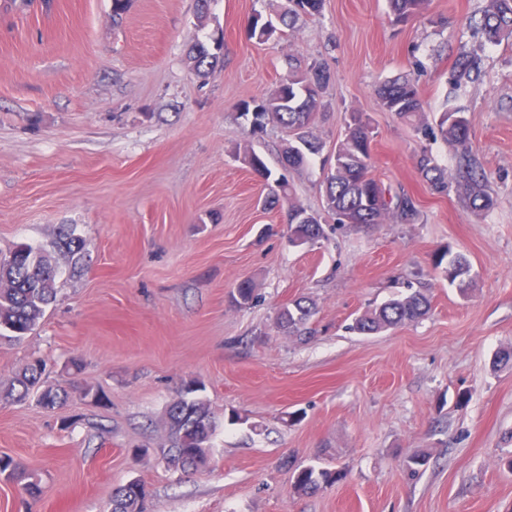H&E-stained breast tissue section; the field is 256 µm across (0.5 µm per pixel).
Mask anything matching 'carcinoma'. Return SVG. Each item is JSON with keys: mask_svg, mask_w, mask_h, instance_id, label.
I'll use <instances>...</instances> for the list:
<instances>
[{"mask_svg": "<svg viewBox=\"0 0 512 512\" xmlns=\"http://www.w3.org/2000/svg\"><path fill=\"white\" fill-rule=\"evenodd\" d=\"M388 2L394 19L400 23L421 15L427 5V0ZM322 3L323 0H287V5L278 15L279 22L290 28L299 15L320 12ZM278 31L271 20L261 24L255 19L250 25L251 36L261 42L269 41ZM475 33L482 34L490 44L511 39L512 0H489L476 23ZM223 59L222 36L213 38L211 47L202 42L195 43L190 55L194 69L200 74ZM286 65L288 78L276 84L263 98L244 102L242 111L254 135L264 132L270 123L287 133L283 149L285 166L299 169L322 152L323 145L313 136L311 126L321 108V94L331 80V72L319 60L304 64L292 55L286 59ZM478 69L477 57L472 53H462L452 65L448 84L459 90L472 80V74ZM376 92L383 111L392 112L401 119L426 120L414 80L408 77L386 80L378 85ZM459 113V109L440 113L435 118V126L425 125V135L434 139L439 137L461 149L457 172L459 185L472 207L488 211L495 200L489 175L470 153L471 121L466 117L462 126L449 123V119ZM372 134L373 127L365 113L356 110L348 113L344 139L334 154L323 160V166L327 167L323 181L326 210L335 216L338 224H415L420 218L415 199L392 190L371 174ZM244 161L258 176L266 181L270 179L271 171L259 155L247 153ZM416 164L418 172L434 193L448 192L451 174L438 164L429 147L420 149ZM303 213H308V210L288 202V231L291 241L297 245L314 242L323 236L318 218L314 215L303 218ZM83 246L81 238L64 228L48 249L20 244L0 257V338L19 340L34 330L46 308L56 299L59 260L64 258L77 264ZM433 266L460 291L469 288L472 277L464 278L462 274L471 270V264L464 255L444 250L434 256ZM254 298L255 288L248 279L240 281L232 294V301L240 308L250 305ZM429 308V299L419 291L400 294L355 318L351 330L364 335L376 334L416 322L428 313ZM311 316L312 308L297 300L280 309L277 324L289 335H300ZM42 374L43 367L32 363L17 377L20 387L18 400L24 401L33 396L46 409L62 405L65 391L43 386ZM196 392L198 386H186L167 410L170 447L162 449L163 458L185 473L206 463L216 431L214 413L207 403L195 397ZM341 477L338 471L316 465L298 466L294 469V488L300 494H311ZM0 479L21 486L24 494L32 499L41 495L39 480L21 471L9 458H0ZM111 512H147L144 484L133 481L120 487L112 496Z\"/></svg>", "mask_w": 512, "mask_h": 512, "instance_id": "cac0c4a2", "label": "carcinoma"}]
</instances>
